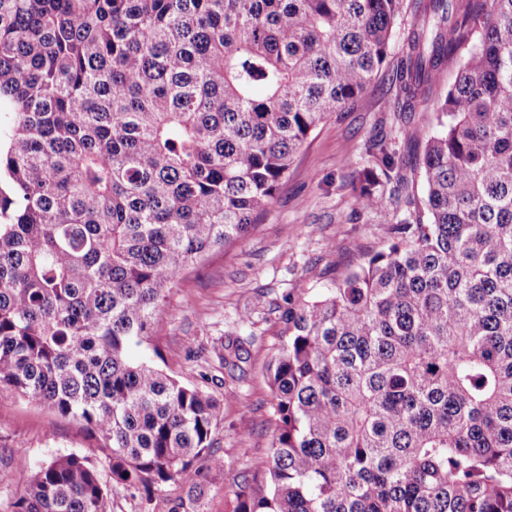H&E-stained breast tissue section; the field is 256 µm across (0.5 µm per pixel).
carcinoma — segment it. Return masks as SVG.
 Returning <instances> with one entry per match:
<instances>
[{"instance_id": "1", "label": "carcinoma", "mask_w": 512, "mask_h": 512, "mask_svg": "<svg viewBox=\"0 0 512 512\" xmlns=\"http://www.w3.org/2000/svg\"><path fill=\"white\" fill-rule=\"evenodd\" d=\"M405 0H0V390L82 421L112 480L202 492L220 404L129 349L252 227L316 127L382 71ZM387 248L288 299L278 424L233 512H512V0L416 6L390 110L465 45ZM354 201L406 163L366 148ZM16 512H111L86 456Z\"/></svg>"}]
</instances>
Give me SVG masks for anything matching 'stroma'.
Segmentation results:
<instances>
[{
  "label": "stroma",
  "instance_id": "stroma-1",
  "mask_svg": "<svg viewBox=\"0 0 512 512\" xmlns=\"http://www.w3.org/2000/svg\"><path fill=\"white\" fill-rule=\"evenodd\" d=\"M411 21L407 15L396 25L382 78L313 133L255 229L170 289L155 349L131 350L224 403L211 448L224 465L206 472L200 498L191 500L185 483L164 484L148 496L115 483L85 426L5 391L0 393V472L11 479L0 482V512H16L30 470L68 454L93 461L112 512H172L180 502L186 512H229L228 491L266 461L275 428L267 366L281 343L280 317L288 298L325 292L334 276L357 265L361 252L386 248L391 223L406 215L404 203L393 199L383 212L358 208L351 179L374 139H385L401 156H421L425 129L454 79L458 65L453 62L414 115L415 139H406L388 104L399 92L393 73ZM238 340L243 343L238 365L224 366L221 347Z\"/></svg>",
  "mask_w": 512,
  "mask_h": 512
}]
</instances>
